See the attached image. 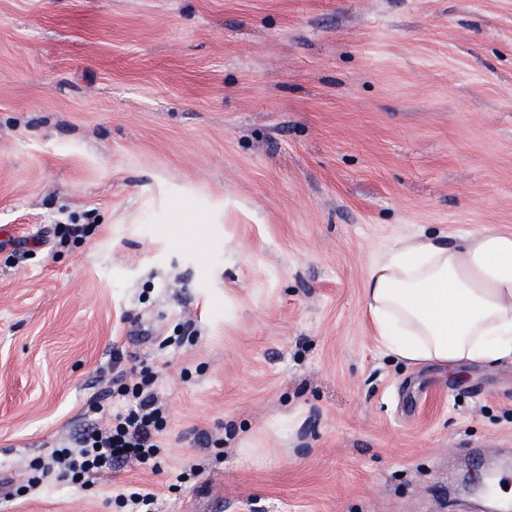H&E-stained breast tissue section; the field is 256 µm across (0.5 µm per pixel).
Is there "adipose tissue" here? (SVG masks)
Instances as JSON below:
<instances>
[{"label": "adipose tissue", "mask_w": 512, "mask_h": 512, "mask_svg": "<svg viewBox=\"0 0 512 512\" xmlns=\"http://www.w3.org/2000/svg\"><path fill=\"white\" fill-rule=\"evenodd\" d=\"M365 301L380 342L407 365L512 361V232L488 224L454 244L398 242L372 264Z\"/></svg>", "instance_id": "adipose-tissue-1"}]
</instances>
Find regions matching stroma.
<instances>
[{"label": "stroma", "instance_id": "1", "mask_svg": "<svg viewBox=\"0 0 512 512\" xmlns=\"http://www.w3.org/2000/svg\"><path fill=\"white\" fill-rule=\"evenodd\" d=\"M486 224L512 0H0V512L512 504V362L407 366L365 305L397 240ZM130 368L160 467L64 481ZM120 496L125 498V506L129 508L127 512H153L155 502L157 501L156 493L147 488H141L129 496Z\"/></svg>", "mask_w": 512, "mask_h": 512}]
</instances>
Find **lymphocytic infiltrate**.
Wrapping results in <instances>:
<instances>
[{
  "mask_svg": "<svg viewBox=\"0 0 512 512\" xmlns=\"http://www.w3.org/2000/svg\"><path fill=\"white\" fill-rule=\"evenodd\" d=\"M122 393L128 400L123 409L110 413L94 408L91 423L76 446L53 450L52 460L60 476L86 481L129 461L157 468L167 419L153 380L147 375L137 377L124 385Z\"/></svg>",
  "mask_w": 512,
  "mask_h": 512,
  "instance_id": "obj_1",
  "label": "lymphocytic infiltrate"
}]
</instances>
